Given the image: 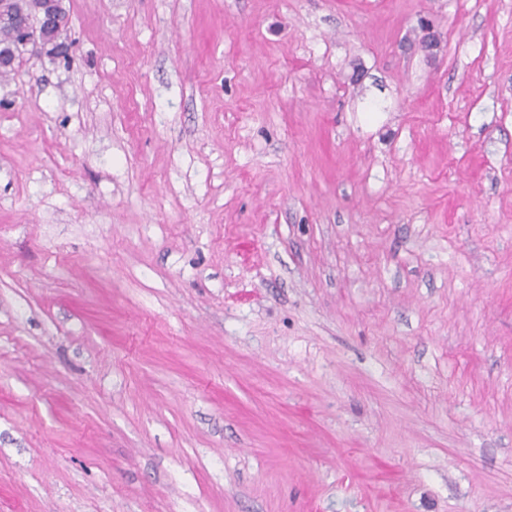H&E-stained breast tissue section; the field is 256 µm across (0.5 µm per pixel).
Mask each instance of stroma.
<instances>
[{
    "label": "stroma",
    "instance_id": "stroma-1",
    "mask_svg": "<svg viewBox=\"0 0 512 512\" xmlns=\"http://www.w3.org/2000/svg\"><path fill=\"white\" fill-rule=\"evenodd\" d=\"M0 80V512H512V0H69Z\"/></svg>",
    "mask_w": 512,
    "mask_h": 512
}]
</instances>
